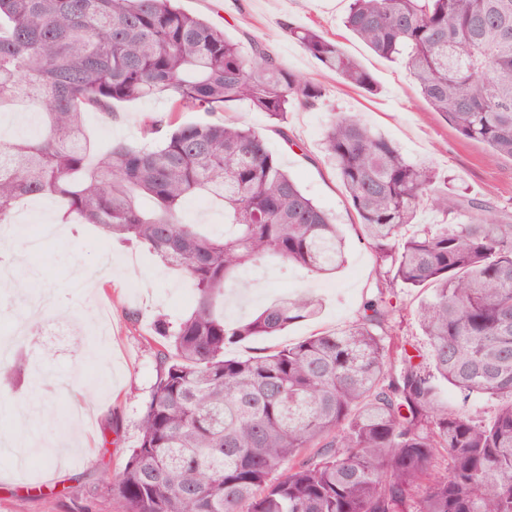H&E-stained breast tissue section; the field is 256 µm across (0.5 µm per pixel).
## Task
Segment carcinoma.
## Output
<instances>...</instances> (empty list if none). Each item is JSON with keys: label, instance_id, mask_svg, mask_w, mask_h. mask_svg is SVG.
Returning <instances> with one entry per match:
<instances>
[{"label": "carcinoma", "instance_id": "1", "mask_svg": "<svg viewBox=\"0 0 512 512\" xmlns=\"http://www.w3.org/2000/svg\"><path fill=\"white\" fill-rule=\"evenodd\" d=\"M343 25L379 56L404 57L434 111L512 160V0H350ZM279 27L326 71L377 91L320 31ZM249 44L243 53L175 0H0V113L32 108L41 121L32 139L0 136V224L24 198L61 200L196 293L176 326H154L157 379L110 488L117 512H512V220L338 115L324 153L377 258L376 293L343 329L237 358L233 346L282 334L320 302L297 295L232 322L226 286L268 258L336 270L346 245L332 218L231 120L147 115L143 144L92 156L84 112L110 118L117 103L160 95L173 112L248 101L294 144L284 116L322 104L326 87ZM194 196L222 202L223 233L180 220ZM423 207L444 222L416 223ZM397 287L426 293L415 310L426 364L395 329ZM441 381L461 406L442 401ZM474 395L498 401L491 420L464 411Z\"/></svg>", "mask_w": 512, "mask_h": 512}]
</instances>
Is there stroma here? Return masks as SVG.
<instances>
[{"mask_svg": "<svg viewBox=\"0 0 512 512\" xmlns=\"http://www.w3.org/2000/svg\"><path fill=\"white\" fill-rule=\"evenodd\" d=\"M179 5L231 38L247 34L263 41L290 70L327 89L324 105L287 113L285 139L249 102L218 113L262 134L282 167L335 219L346 241V261L330 275H310L277 261L241 274L239 288L224 303L226 317L242 320L278 298L301 292L320 298L321 307L284 335L238 344L233 356L244 358L344 328L375 286V255L359 233L341 180L323 156L324 129L338 113L358 114L410 160L453 175L456 186L477 199L512 209V161L462 137L419 97L402 61L376 55L348 32L342 25L348 0H180ZM284 18L336 40L372 74L377 93L366 94L322 69L280 29ZM168 107L160 98L120 103L112 120L87 113L85 129L97 151L104 152L115 142H140L143 117L165 114ZM18 210L30 220L23 234L0 229V241L11 244L5 255L9 273L0 280V338L11 335L30 291L26 285L12 286L24 237L51 222L63 207L25 200ZM26 263L39 267V287L51 294L46 320L67 314L69 334L22 346L23 355L40 359L53 375L46 395H29L22 382L0 385V444L34 429L43 446L23 470L0 454V512H114L107 487L138 441V422L156 381L153 324L160 318L174 322L189 312L193 285L143 247L105 239L92 224H75L68 234L45 237L39 255ZM420 300L418 291L399 288L393 303L400 311L398 334L424 353L428 346L413 316ZM42 479L48 485L39 495L29 484Z\"/></svg>", "mask_w": 512, "mask_h": 512, "instance_id": "obj_1", "label": "stroma"}]
</instances>
